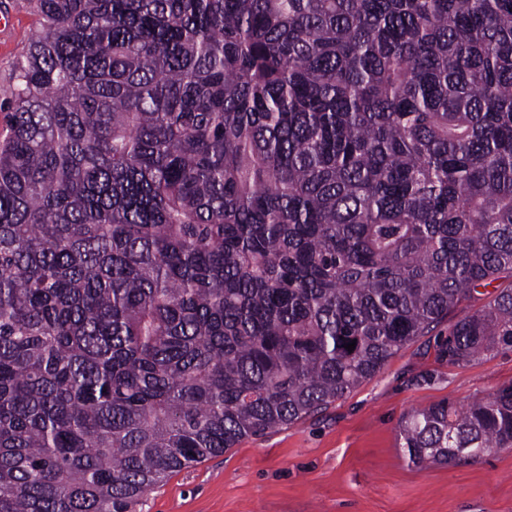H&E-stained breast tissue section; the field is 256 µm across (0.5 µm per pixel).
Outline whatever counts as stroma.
Segmentation results:
<instances>
[{
	"instance_id": "1",
	"label": "stroma",
	"mask_w": 512,
	"mask_h": 512,
	"mask_svg": "<svg viewBox=\"0 0 512 512\" xmlns=\"http://www.w3.org/2000/svg\"><path fill=\"white\" fill-rule=\"evenodd\" d=\"M0 130L11 75L36 28L29 0H0ZM447 324L399 351L375 377L294 424L243 439L173 474L142 512H512V448L467 462L414 464L399 426L442 400L463 405L512 383V349L464 365L440 356Z\"/></svg>"
}]
</instances>
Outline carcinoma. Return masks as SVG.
<instances>
[{
	"label": "carcinoma",
	"instance_id": "carcinoma-1",
	"mask_svg": "<svg viewBox=\"0 0 512 512\" xmlns=\"http://www.w3.org/2000/svg\"><path fill=\"white\" fill-rule=\"evenodd\" d=\"M31 7L0 138V512H139L512 278V0ZM505 348L512 283L442 355ZM399 437L412 463L512 448V384Z\"/></svg>",
	"mask_w": 512,
	"mask_h": 512
}]
</instances>
